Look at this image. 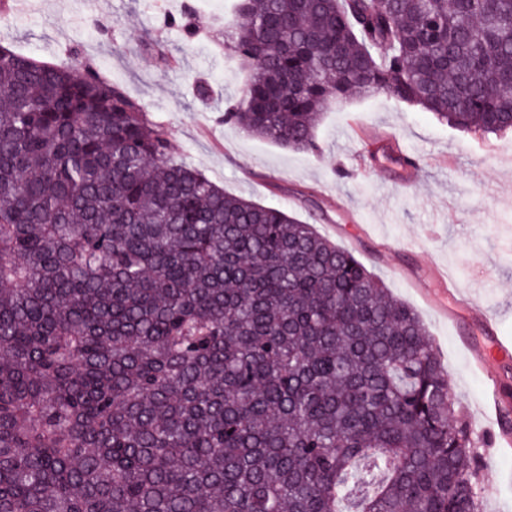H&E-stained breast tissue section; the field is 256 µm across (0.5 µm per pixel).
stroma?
Returning <instances> with one entry per match:
<instances>
[{"label":"stroma","instance_id":"1","mask_svg":"<svg viewBox=\"0 0 512 512\" xmlns=\"http://www.w3.org/2000/svg\"><path fill=\"white\" fill-rule=\"evenodd\" d=\"M230 0H0V47L92 67L142 103L176 160L234 195L282 207L351 249L423 321L470 421L483 468L484 512H512V455L498 453L483 404L512 387V357L475 370L469 346L512 341V131L483 136L383 95L330 108L318 152H297L224 123L244 71L224 54ZM204 85L208 97L196 88ZM498 320L485 332L436 279ZM456 292V293H457Z\"/></svg>","mask_w":512,"mask_h":512}]
</instances>
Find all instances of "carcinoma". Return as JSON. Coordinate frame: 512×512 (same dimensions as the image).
Wrapping results in <instances>:
<instances>
[{
    "mask_svg": "<svg viewBox=\"0 0 512 512\" xmlns=\"http://www.w3.org/2000/svg\"><path fill=\"white\" fill-rule=\"evenodd\" d=\"M224 122L302 152L382 94L512 130V0H236ZM419 316L174 159L91 69L0 47V512H483Z\"/></svg>",
    "mask_w": 512,
    "mask_h": 512,
    "instance_id": "carcinoma-1",
    "label": "carcinoma"
}]
</instances>
